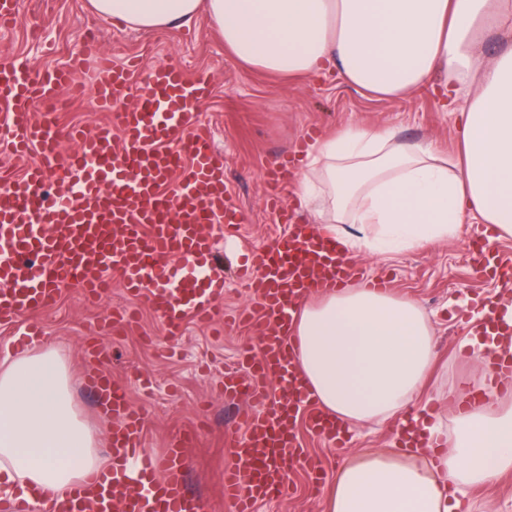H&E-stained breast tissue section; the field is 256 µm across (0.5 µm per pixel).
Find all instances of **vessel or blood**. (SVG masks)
Segmentation results:
<instances>
[{
    "label": "vessel or blood",
    "instance_id": "obj_1",
    "mask_svg": "<svg viewBox=\"0 0 512 512\" xmlns=\"http://www.w3.org/2000/svg\"><path fill=\"white\" fill-rule=\"evenodd\" d=\"M83 54L96 64V105L110 110L128 93L134 68L113 64L92 40ZM75 70L70 64L34 74L23 62L0 65V105L7 109L0 151L20 157L38 150L21 175L0 171V324L28 320L19 340L27 346L41 333L31 315L51 305L62 288L79 286L93 299L117 276L130 295L147 294L167 335L178 336L185 319H210L224 294L215 242L203 225L229 229L243 219L226 200L224 158L198 121L211 82L157 66L134 106L113 112L110 125L78 131L35 111L72 85ZM64 140L75 141L73 152L59 151ZM295 161L289 154L266 170L271 190L282 187ZM276 216L288 231L253 253L247 286L255 302L237 316L240 324L258 328L261 343L244 348L224 372L225 395L244 403L237 414L244 432L227 441L233 460L224 470V499L230 512H254L258 501L286 497L297 465L323 482L299 441L300 406L308 407L305 422L315 435L338 438L335 421L315 407L297 368L291 331L305 297L349 284L358 267L335 238L294 223L288 209L277 208ZM474 260L512 288L511 258L499 259L484 243ZM487 308L497 336L493 369L512 378V325L503 320L499 299L488 300ZM88 381L113 419L112 471L55 500L51 512H207L185 484L195 430L180 433L162 457L142 455L137 474H129L124 462L143 445L142 417L105 371L89 374ZM269 381L278 395L266 390Z\"/></svg>",
    "mask_w": 512,
    "mask_h": 512
}]
</instances>
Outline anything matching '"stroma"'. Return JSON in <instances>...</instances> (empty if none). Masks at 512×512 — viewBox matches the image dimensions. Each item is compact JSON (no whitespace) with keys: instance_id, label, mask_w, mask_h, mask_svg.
Wrapping results in <instances>:
<instances>
[{"instance_id":"35a3bbf8","label":"stroma","mask_w":512,"mask_h":512,"mask_svg":"<svg viewBox=\"0 0 512 512\" xmlns=\"http://www.w3.org/2000/svg\"><path fill=\"white\" fill-rule=\"evenodd\" d=\"M15 3L19 22L0 28V63L20 60L36 71L61 66L80 56L92 35L114 63L137 61L136 88L157 65H175L190 76L210 73L213 89L199 119L210 127L214 145L224 155L229 198L245 215L233 238L225 237L220 225L204 228L223 259L219 311L231 313L253 302L235 277L238 258L271 246L286 231L268 209L264 174L278 157L294 150L309 127H319L324 139L352 124L386 128L405 141L431 140L445 154L458 151L456 120L465 98L449 110L442 91L429 87L391 100L359 90L333 73L299 77L261 71L236 59L203 16L185 26L132 29L99 16L89 0ZM484 229L479 220L467 218L446 241L397 253H352L368 274L388 276L391 292L416 301L436 328L440 367L433 375L430 409L448 425L456 413L449 391L463 382L473 390L482 386L481 376L471 369L472 351L461 343L479 322L473 298L499 291L470 258ZM34 319L43 329L39 343L61 349L73 405L101 443L109 441L112 418L102 413L85 383L92 369L86 350L92 343L110 351L107 370L141 409L145 448L162 454L176 435L198 428L188 451L189 488L206 501L208 512H227L224 468L232 457L224 432L233 406L224 396V369L235 363L242 345L258 344L259 333L231 326L216 333L189 319L177 339H168L147 297L129 298L117 283L93 304L79 288H63L57 301ZM395 426L389 420L352 430L339 447L329 446L306 426H299L298 433L305 452L331 479L346 461L390 449ZM290 485L288 498L258 502L255 512H323L324 493L314 489L303 468L293 469Z\"/></svg>"}]
</instances>
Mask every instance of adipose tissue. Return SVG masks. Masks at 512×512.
I'll return each instance as SVG.
<instances>
[{"label": "adipose tissue", "instance_id": "ef3b65f1", "mask_svg": "<svg viewBox=\"0 0 512 512\" xmlns=\"http://www.w3.org/2000/svg\"><path fill=\"white\" fill-rule=\"evenodd\" d=\"M135 28L206 13L225 47L254 68L311 76L335 68L395 99L439 82L465 97L460 157L389 130L353 125L316 142L294 183L313 223L344 247L398 252L452 238L464 216L512 236V0H90ZM494 36L501 51L480 50ZM355 225L352 233L341 232ZM318 404L353 428L400 419L401 450L343 465L325 512H471L466 492L512 471V381L484 403L459 387L453 430L416 412L437 357L416 302L366 284L306 301L293 330ZM75 411L62 354L38 347L0 368V487L52 500L111 466Z\"/></svg>", "mask_w": 512, "mask_h": 512}]
</instances>
